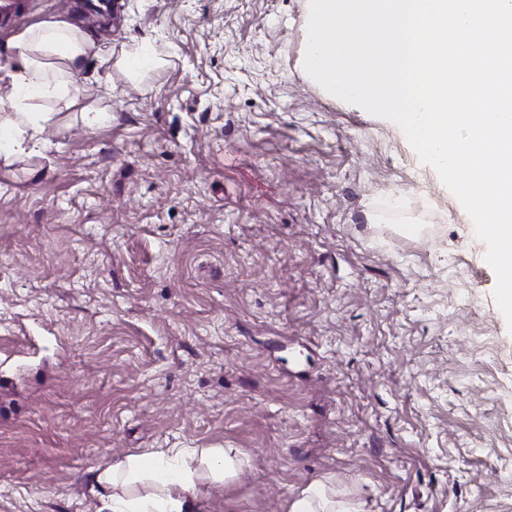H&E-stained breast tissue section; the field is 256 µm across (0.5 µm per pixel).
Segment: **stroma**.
I'll return each instance as SVG.
<instances>
[{"label":"stroma","instance_id":"35a3bbf8","mask_svg":"<svg viewBox=\"0 0 512 512\" xmlns=\"http://www.w3.org/2000/svg\"><path fill=\"white\" fill-rule=\"evenodd\" d=\"M57 13L112 65L0 157V512H101L98 471L166 448L240 459L202 512L316 480L512 512L495 273L395 124L305 72L309 0H0V40ZM123 64L130 74L144 76L157 68L158 51L153 43L145 41L124 59Z\"/></svg>","mask_w":512,"mask_h":512}]
</instances>
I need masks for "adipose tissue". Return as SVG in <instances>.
I'll list each match as a JSON object with an SVG mask.
<instances>
[{"label":"adipose tissue","mask_w":512,"mask_h":512,"mask_svg":"<svg viewBox=\"0 0 512 512\" xmlns=\"http://www.w3.org/2000/svg\"><path fill=\"white\" fill-rule=\"evenodd\" d=\"M13 59V119L0 127V156L27 153L32 133L49 120L42 101L74 103V77L90 60L107 64L112 52L68 16L55 14L0 41V57ZM239 467L226 450L205 456L184 448L129 455L96 477L105 512H200V488L232 478Z\"/></svg>","instance_id":"adipose-tissue-1"}]
</instances>
